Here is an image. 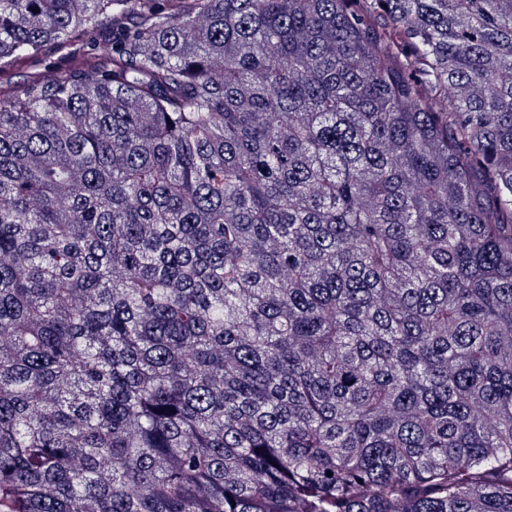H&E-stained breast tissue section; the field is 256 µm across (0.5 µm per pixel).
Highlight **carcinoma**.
Returning a JSON list of instances; mask_svg holds the SVG:
<instances>
[{"instance_id":"carcinoma-1","label":"carcinoma","mask_w":512,"mask_h":512,"mask_svg":"<svg viewBox=\"0 0 512 512\" xmlns=\"http://www.w3.org/2000/svg\"><path fill=\"white\" fill-rule=\"evenodd\" d=\"M0 512H512V0H0Z\"/></svg>"}]
</instances>
